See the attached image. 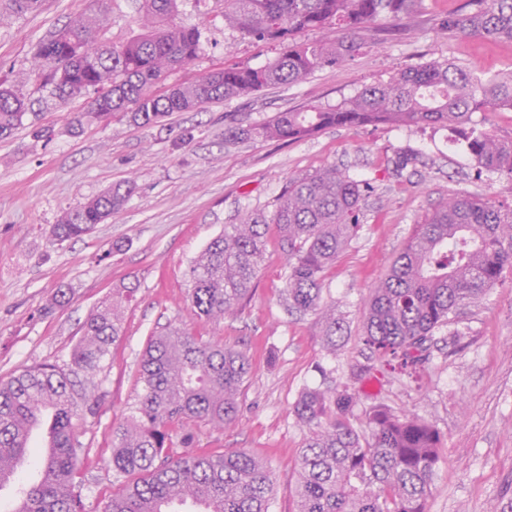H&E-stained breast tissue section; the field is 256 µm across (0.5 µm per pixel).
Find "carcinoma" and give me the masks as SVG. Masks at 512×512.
Masks as SVG:
<instances>
[{"label": "carcinoma", "mask_w": 512, "mask_h": 512, "mask_svg": "<svg viewBox=\"0 0 512 512\" xmlns=\"http://www.w3.org/2000/svg\"><path fill=\"white\" fill-rule=\"evenodd\" d=\"M423 0H224V24L241 35L279 47L261 67L228 64L191 82L167 84L175 71L201 52L195 26L173 20L176 0H143L141 33L116 45L102 36L96 17L78 14L43 41L34 67L50 95L65 101L92 90L91 111L75 121H104L128 114L143 125L172 112L218 100L249 96L265 87L299 84L324 68L360 53L364 33L382 21H399ZM438 31L512 42V0H466L441 17ZM308 31L319 41L298 40ZM22 89L0 82V139L10 137L34 111ZM512 111V72L486 77L450 60H430L366 83L334 106L279 112L249 126H233L230 142L249 139L298 142L329 127L438 126L457 129L472 113ZM460 141L479 173L512 179V139L472 128ZM419 152L404 149L393 162L396 175L416 171ZM371 182L328 165L293 178L277 198L271 217L252 213L212 238L189 268L193 315L213 321L233 314L253 296L270 226L278 230L288 272L283 306L291 315H315L322 344L336 349L344 319L324 304L326 271L357 235L362 202ZM134 184H116L52 225L58 241L90 233L118 212ZM512 269V210L468 192L441 201L370 289L361 341L375 368L412 378L430 356L436 334L458 322L460 310ZM112 296L81 326L70 363H42L0 380V473H16L27 449L25 429L48 422L54 453L44 455L41 477L23 485L25 512H84L76 480L89 447L79 421L94 413L100 396L87 374L104 368L121 336L122 301ZM251 364L246 351L205 340L174 327L148 341L138 382L141 392L125 420L112 431V472L120 485L103 512H172L168 504L206 497L211 512H270L272 472L245 450L195 452L193 427L236 424ZM360 392L316 387L292 406L305 428L296 463L295 512H427L440 461V432L420 415L378 402L356 414ZM185 451H173L175 444Z\"/></svg>", "instance_id": "cac0c4a2"}]
</instances>
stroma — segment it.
<instances>
[{"instance_id":"stroma-1","label":"stroma","mask_w":512,"mask_h":512,"mask_svg":"<svg viewBox=\"0 0 512 512\" xmlns=\"http://www.w3.org/2000/svg\"><path fill=\"white\" fill-rule=\"evenodd\" d=\"M461 2L424 0V10L398 26L373 25L353 60L296 85L174 112L153 125L118 114L77 130L72 118L89 111L88 92L41 107L0 139V378L68 362L87 316L112 293L134 291L124 304V334L109 364L92 375L102 400L81 428L91 446L79 488L85 512H102L118 485L109 464L112 429L141 391L138 361L149 336L171 325L246 349L251 373L240 422L196 426L195 445L244 449L263 460L274 475L271 512H294L305 431L291 412L293 402L308 387L353 385L354 372L367 362L360 336L369 290L438 201L466 191L512 206V180L477 178L469 154L441 128L332 127L299 142L233 145L225 144L224 131L279 112L337 104L365 83L430 59L488 75L512 70V43L438 32V19ZM89 9L110 42L140 31L141 0H44L39 11L0 20V82L22 84L40 98L33 71L39 43ZM174 20L199 27L202 50L170 83L193 81L226 63L259 67L276 55L274 47L225 27L222 0H178ZM406 146L419 150L425 165L399 178L392 160ZM327 164L375 187L362 205L356 238L324 279L323 298L346 317L350 338L327 351L315 316L286 314L287 264L274 231L251 301L218 322L195 319L188 268L208 242L248 214L272 215L290 179ZM123 181L134 182L135 191L112 219L82 238L52 239L51 227L66 211ZM61 288L70 300L50 310ZM365 391L368 402L415 411L440 432L443 461L428 512H512V271L439 333L420 383L405 385L378 371Z\"/></svg>"}]
</instances>
